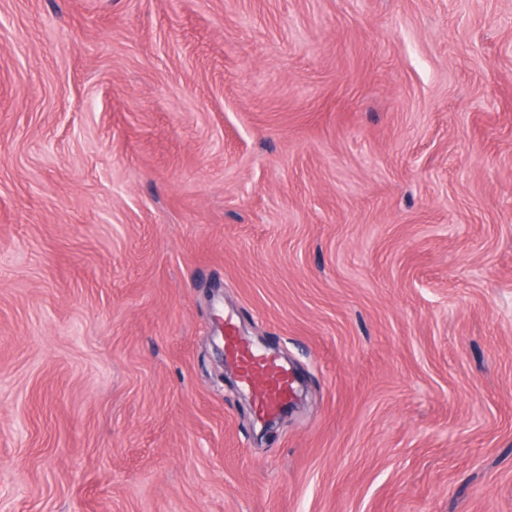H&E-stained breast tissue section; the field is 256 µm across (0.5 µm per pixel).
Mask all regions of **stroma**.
I'll use <instances>...</instances> for the list:
<instances>
[{
    "mask_svg": "<svg viewBox=\"0 0 512 512\" xmlns=\"http://www.w3.org/2000/svg\"><path fill=\"white\" fill-rule=\"evenodd\" d=\"M0 512H512V0H0ZM224 329V349L238 369L243 387L252 395L259 415H276L293 393L288 369L275 357L244 345L229 323Z\"/></svg>",
    "mask_w": 512,
    "mask_h": 512,
    "instance_id": "1",
    "label": "stroma"
}]
</instances>
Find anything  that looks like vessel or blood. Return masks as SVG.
I'll return each instance as SVG.
<instances>
[{"label": "vessel or blood", "instance_id": "obj_1", "mask_svg": "<svg viewBox=\"0 0 512 512\" xmlns=\"http://www.w3.org/2000/svg\"><path fill=\"white\" fill-rule=\"evenodd\" d=\"M224 348L232 358L243 387L252 395L260 416L276 415L287 405L293 383L288 369L275 357L244 345L233 327H226Z\"/></svg>", "mask_w": 512, "mask_h": 512}]
</instances>
